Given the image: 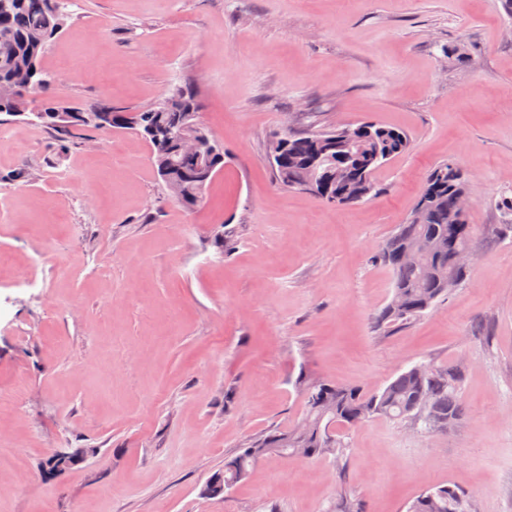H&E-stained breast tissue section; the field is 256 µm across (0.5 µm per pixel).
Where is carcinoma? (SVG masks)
I'll list each match as a JSON object with an SVG mask.
<instances>
[{
  "mask_svg": "<svg viewBox=\"0 0 512 512\" xmlns=\"http://www.w3.org/2000/svg\"><path fill=\"white\" fill-rule=\"evenodd\" d=\"M70 0H0V114L19 117L31 111L28 96L44 95L36 110L40 125L67 142L73 132L86 127L110 133L132 130L149 145L154 171L173 199L186 208L199 206L207 186L224 171V149L209 160L164 146L170 133L188 124L211 132L200 121L195 93L181 85L165 99L137 110L100 101L82 107L56 100V80L42 68L50 41L66 26ZM280 148L281 163L272 168L276 182L290 189L306 190L325 203L338 195L355 204L377 195L376 172L389 160L406 153L410 137L402 129L372 122L342 128L292 132L273 141ZM466 189L464 172L454 162L435 165L426 175L418 200L424 201L422 224L397 225L374 255L392 276L391 300L374 316L377 327L390 329L411 324L450 292L448 271L452 254L474 245L475 227L468 214L457 212L456 191ZM418 238L436 242V249L416 261L404 248ZM304 402L300 421L248 439L240 452L224 462V482L247 478L268 457H288L296 452L319 459L337 454L344 443L340 434L374 417L404 422L416 416L428 431L448 429L458 422L463 404L448 381V370L415 365L399 373L384 388L366 391L357 385H336L300 376ZM409 512H475L472 503L450 486L420 494Z\"/></svg>",
  "mask_w": 512,
  "mask_h": 512,
  "instance_id": "carcinoma-1",
  "label": "carcinoma"
}]
</instances>
